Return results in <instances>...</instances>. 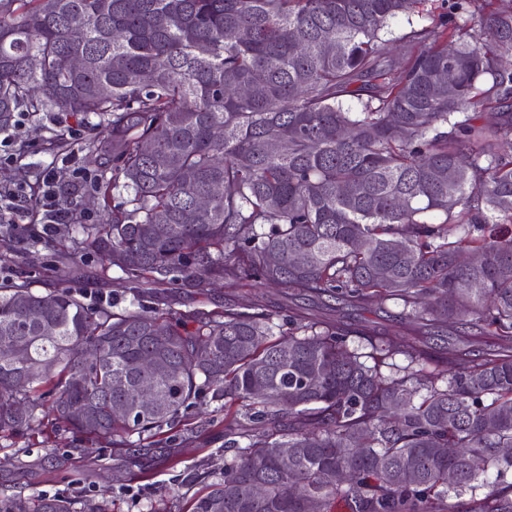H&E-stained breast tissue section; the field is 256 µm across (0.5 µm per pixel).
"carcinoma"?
Returning <instances> with one entry per match:
<instances>
[{"mask_svg": "<svg viewBox=\"0 0 512 512\" xmlns=\"http://www.w3.org/2000/svg\"><path fill=\"white\" fill-rule=\"evenodd\" d=\"M422 2L0 0V131L80 116L82 150L112 157L99 222L44 244L60 283L0 288V437L49 417L142 448L210 392L234 456L190 512H512V0H449L382 41ZM89 254L129 305L72 289ZM16 257L0 222V272ZM218 283L284 293L157 303ZM373 298L402 334L341 316ZM443 332L495 343L426 372ZM0 512L74 510L3 490Z\"/></svg>", "mask_w": 512, "mask_h": 512, "instance_id": "carcinoma-1", "label": "carcinoma"}]
</instances>
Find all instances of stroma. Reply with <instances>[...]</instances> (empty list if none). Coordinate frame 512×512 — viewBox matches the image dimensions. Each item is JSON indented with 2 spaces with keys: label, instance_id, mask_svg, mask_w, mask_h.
Masks as SVG:
<instances>
[{
  "label": "stroma",
  "instance_id": "1",
  "mask_svg": "<svg viewBox=\"0 0 512 512\" xmlns=\"http://www.w3.org/2000/svg\"><path fill=\"white\" fill-rule=\"evenodd\" d=\"M53 123L45 116L18 115L16 135L28 142L22 155L17 154L13 137L0 134V167L9 170L24 188L15 200L25 213L23 224L16 228V270L30 277L37 292L51 290L59 282L48 251L31 244L42 232L36 220L42 211L37 184L52 172L59 185L78 179L89 185L101 173L100 167L85 158L81 146L88 132L76 118L58 122L70 130L66 149L57 153L43 149L42 140ZM76 290L90 302L123 305L128 300L120 279L102 280L98 262L90 257L82 263ZM176 445L184 450L182 462L166 467L163 460ZM230 457L224 449V401L208 397L201 406L189 409L174 429L157 436L153 446L122 455L103 441L75 437L48 424L0 438V489L60 497L78 506L104 500L111 512H186L188 499L222 472Z\"/></svg>",
  "mask_w": 512,
  "mask_h": 512
}]
</instances>
